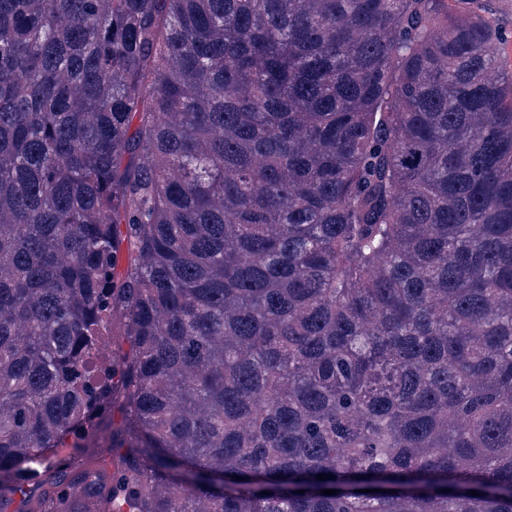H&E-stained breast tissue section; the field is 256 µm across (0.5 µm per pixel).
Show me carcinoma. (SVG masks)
<instances>
[{
    "instance_id": "obj_1",
    "label": "carcinoma",
    "mask_w": 512,
    "mask_h": 512,
    "mask_svg": "<svg viewBox=\"0 0 512 512\" xmlns=\"http://www.w3.org/2000/svg\"><path fill=\"white\" fill-rule=\"evenodd\" d=\"M499 40L0 0V512H512Z\"/></svg>"
}]
</instances>
